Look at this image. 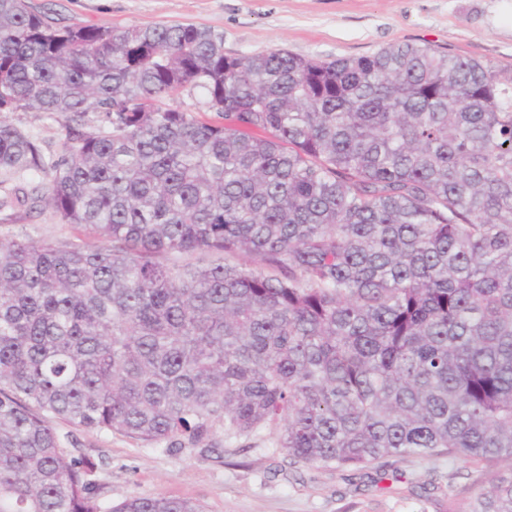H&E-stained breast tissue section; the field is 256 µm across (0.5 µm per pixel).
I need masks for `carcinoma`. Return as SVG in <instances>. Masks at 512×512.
<instances>
[{
    "instance_id": "1",
    "label": "carcinoma",
    "mask_w": 512,
    "mask_h": 512,
    "mask_svg": "<svg viewBox=\"0 0 512 512\" xmlns=\"http://www.w3.org/2000/svg\"><path fill=\"white\" fill-rule=\"evenodd\" d=\"M198 89L217 120L168 104ZM54 115L58 155L6 119ZM0 512L106 502L53 419L145 444L278 430L290 462H509L449 512H512V74L415 44L224 54L192 23L62 26L0 0ZM199 253L197 262L157 257ZM0 213V240L14 237H28L35 241L48 243H64L83 237L80 231L70 224H60L49 208L26 214L18 212L11 221H5V214Z\"/></svg>"
}]
</instances>
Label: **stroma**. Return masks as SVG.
<instances>
[{"label":"stroma","instance_id":"obj_1","mask_svg":"<svg viewBox=\"0 0 512 512\" xmlns=\"http://www.w3.org/2000/svg\"><path fill=\"white\" fill-rule=\"evenodd\" d=\"M60 26L130 27L193 23L223 36L226 55L284 48L320 59L370 56L395 43L429 45L512 71V0H29ZM8 121L53 153L60 122L43 112ZM50 209L0 217V240H76ZM65 454L99 461L105 498L166 495L200 502L205 512H448L477 493L487 472L460 457H388L364 469L290 465L276 429L208 446H148L120 433L56 424Z\"/></svg>","mask_w":512,"mask_h":512}]
</instances>
